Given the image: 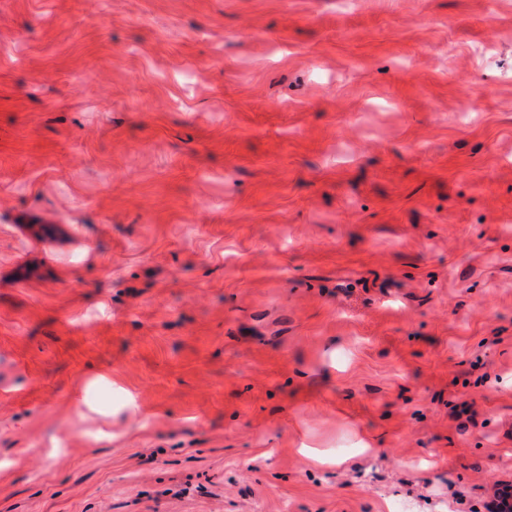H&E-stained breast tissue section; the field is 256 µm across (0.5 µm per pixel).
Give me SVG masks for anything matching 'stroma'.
<instances>
[{
	"label": "stroma",
	"instance_id": "35a3bbf8",
	"mask_svg": "<svg viewBox=\"0 0 512 512\" xmlns=\"http://www.w3.org/2000/svg\"><path fill=\"white\" fill-rule=\"evenodd\" d=\"M510 482L512 0H0V512Z\"/></svg>",
	"mask_w": 512,
	"mask_h": 512
}]
</instances>
